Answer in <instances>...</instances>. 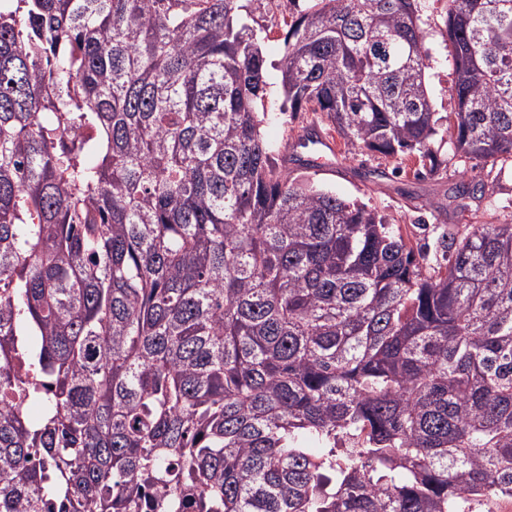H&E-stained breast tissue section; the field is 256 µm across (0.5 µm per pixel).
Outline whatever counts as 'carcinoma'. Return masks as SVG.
Instances as JSON below:
<instances>
[{
    "instance_id": "cac0c4a2",
    "label": "carcinoma",
    "mask_w": 512,
    "mask_h": 512,
    "mask_svg": "<svg viewBox=\"0 0 512 512\" xmlns=\"http://www.w3.org/2000/svg\"><path fill=\"white\" fill-rule=\"evenodd\" d=\"M0 0V512H473L512 497V221L295 176L281 111L512 159V0ZM483 185L461 181L465 212ZM433 34L426 39V47L431 54V69L427 70L429 88L436 110L452 112L454 103L448 90L453 79V69L451 63L445 61L441 36L435 32Z\"/></svg>"
}]
</instances>
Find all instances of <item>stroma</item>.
I'll return each mask as SVG.
<instances>
[{"instance_id": "obj_1", "label": "stroma", "mask_w": 512, "mask_h": 512, "mask_svg": "<svg viewBox=\"0 0 512 512\" xmlns=\"http://www.w3.org/2000/svg\"><path fill=\"white\" fill-rule=\"evenodd\" d=\"M431 54V67L427 71L429 88L437 111L449 112L454 103L449 94L453 79L452 65L445 60L442 38L434 34L426 39ZM319 134L326 136L336 146V172L329 175L318 172L314 166L319 153L309 147L304 156L310 164L304 173L338 196L356 200L386 214L393 226L399 227L405 240L413 247L433 243L435 224L456 231L467 224H482L489 221L486 200L473 202L466 213L447 210L443 216H435L433 205L445 202L452 187L459 181L485 184L499 205L496 215L507 219L512 215V164L496 167L471 166L450 161L437 175H418L419 164L408 160L398 162L378 154L362 151L351 144L336 129L322 125Z\"/></svg>"}]
</instances>
